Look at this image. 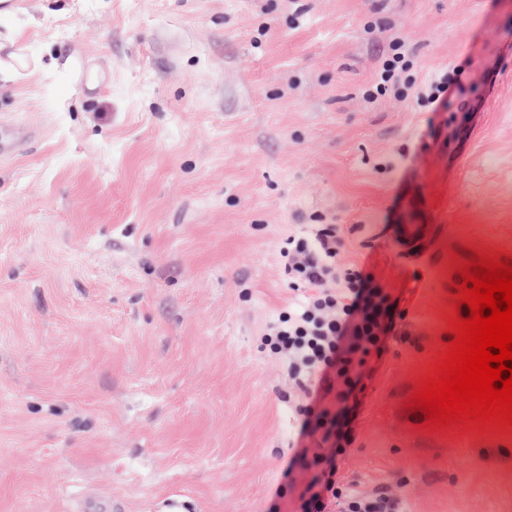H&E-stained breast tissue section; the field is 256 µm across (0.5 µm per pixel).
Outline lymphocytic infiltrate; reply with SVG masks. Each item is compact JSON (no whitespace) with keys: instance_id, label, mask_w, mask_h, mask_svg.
Returning <instances> with one entry per match:
<instances>
[{"instance_id":"1","label":"lymphocytic infiltrate","mask_w":512,"mask_h":512,"mask_svg":"<svg viewBox=\"0 0 512 512\" xmlns=\"http://www.w3.org/2000/svg\"><path fill=\"white\" fill-rule=\"evenodd\" d=\"M341 245L336 225L304 224L281 251L288 286L301 300L279 314L262 342L302 393L289 464L311 472L301 512H406L403 500L360 495L339 473L369 383L406 317L372 272L341 263ZM313 446L318 454H310Z\"/></svg>"}]
</instances>
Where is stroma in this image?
<instances>
[{"label":"stroma","instance_id":"obj_1","mask_svg":"<svg viewBox=\"0 0 512 512\" xmlns=\"http://www.w3.org/2000/svg\"><path fill=\"white\" fill-rule=\"evenodd\" d=\"M5 4L37 65L0 81V512H298L301 393L261 341L297 224L338 225L407 311L342 476L407 512H512V429L404 407L455 269L512 255V0ZM387 224L424 225L421 253ZM394 53L384 59L378 69L377 81L374 85L376 95H384L389 87L396 83L400 71L408 68L409 62L405 58L403 42H396L392 45ZM457 74L448 76V73L432 83L426 92L419 93V100L423 105L430 106L431 112H445L451 106V98L457 87Z\"/></svg>","mask_w":512,"mask_h":512}]
</instances>
